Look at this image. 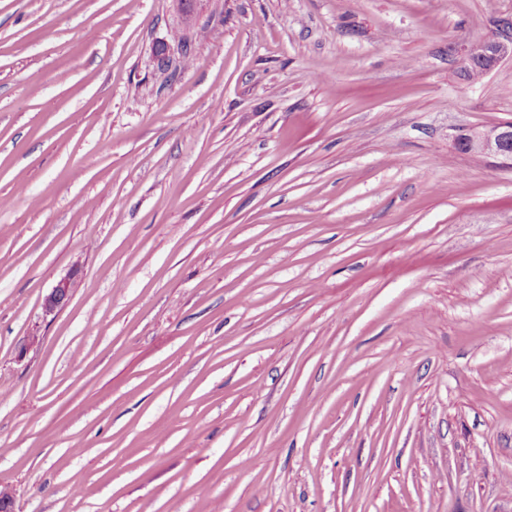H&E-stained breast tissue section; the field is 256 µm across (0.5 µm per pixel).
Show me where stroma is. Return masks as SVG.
Here are the masks:
<instances>
[{"label":"stroma","mask_w":512,"mask_h":512,"mask_svg":"<svg viewBox=\"0 0 512 512\" xmlns=\"http://www.w3.org/2000/svg\"><path fill=\"white\" fill-rule=\"evenodd\" d=\"M504 19L0 0L16 512H512V161L456 144L512 121V60L458 75Z\"/></svg>","instance_id":"1"}]
</instances>
